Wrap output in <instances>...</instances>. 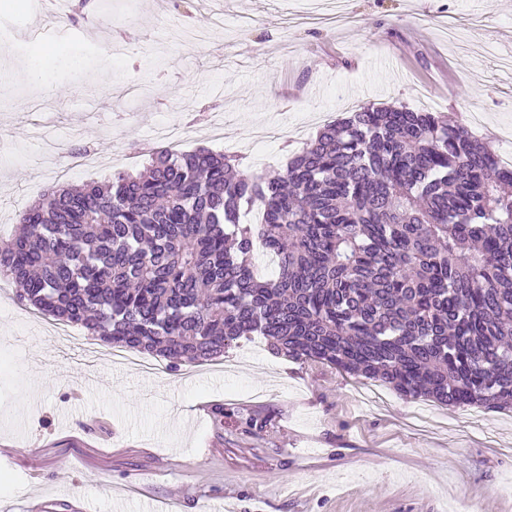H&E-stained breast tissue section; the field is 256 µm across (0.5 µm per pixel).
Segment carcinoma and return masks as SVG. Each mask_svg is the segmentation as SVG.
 <instances>
[{
  "mask_svg": "<svg viewBox=\"0 0 512 512\" xmlns=\"http://www.w3.org/2000/svg\"><path fill=\"white\" fill-rule=\"evenodd\" d=\"M18 224L19 303L173 371L256 335L406 398L512 409V169L436 112L364 105L274 174L158 150Z\"/></svg>",
  "mask_w": 512,
  "mask_h": 512,
  "instance_id": "1",
  "label": "carcinoma"
}]
</instances>
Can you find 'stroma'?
Here are the masks:
<instances>
[{
  "label": "stroma",
  "mask_w": 512,
  "mask_h": 512,
  "mask_svg": "<svg viewBox=\"0 0 512 512\" xmlns=\"http://www.w3.org/2000/svg\"><path fill=\"white\" fill-rule=\"evenodd\" d=\"M92 0L75 19L0 0V236L52 185L144 168L156 128L224 118L182 143L283 169L361 104L466 118L512 145V0ZM75 56L35 88L22 55ZM41 124L95 162L32 143ZM80 327L0 289V512H512V411L409 399L336 368L272 354L261 337L178 371L112 361Z\"/></svg>",
  "instance_id": "stroma-1"
}]
</instances>
